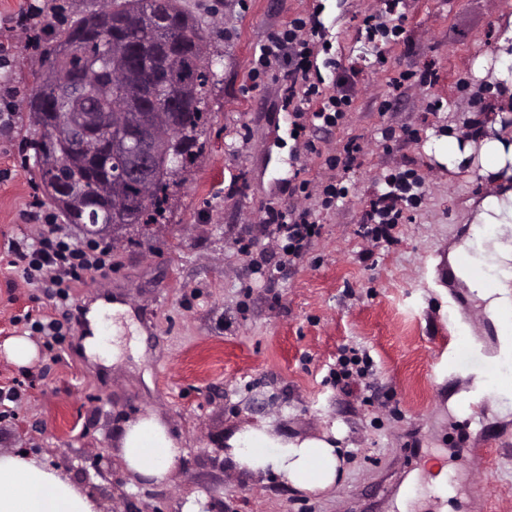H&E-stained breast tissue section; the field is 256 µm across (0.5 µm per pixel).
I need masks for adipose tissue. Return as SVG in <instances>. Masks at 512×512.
I'll use <instances>...</instances> for the list:
<instances>
[{
    "label": "adipose tissue",
    "mask_w": 512,
    "mask_h": 512,
    "mask_svg": "<svg viewBox=\"0 0 512 512\" xmlns=\"http://www.w3.org/2000/svg\"><path fill=\"white\" fill-rule=\"evenodd\" d=\"M497 51L477 58L476 77L488 80L500 92V112L512 110V18L498 27ZM439 151L449 169L475 167L490 179L493 189L480 202L474 217V235L483 243V257L499 278L494 288L474 278L466 284L484 302L489 318L512 309V135L494 124L465 139L448 137ZM343 431L324 430L315 436H285L267 425H245L224 438L229 467L253 478L276 477L301 492H327L343 473ZM124 469L155 484L169 481L184 450L155 413L141 415L120 433ZM96 501L56 471L45 468L38 456L0 454V512H97Z\"/></svg>",
    "instance_id": "obj_1"
}]
</instances>
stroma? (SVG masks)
<instances>
[{
  "instance_id": "obj_1",
  "label": "stroma",
  "mask_w": 512,
  "mask_h": 512,
  "mask_svg": "<svg viewBox=\"0 0 512 512\" xmlns=\"http://www.w3.org/2000/svg\"><path fill=\"white\" fill-rule=\"evenodd\" d=\"M211 33L214 77L204 104L198 154L169 189L165 218L127 231L112 249V274L74 291L91 301L107 288L132 311L138 354L117 363L88 356L70 338L57 356L21 319L50 312L49 301L0 260V386L30 379L16 417L0 420V453L28 452L67 475L66 464L119 458L117 437L146 412L161 416L186 454L170 481L95 478L100 512H181L188 496L222 498L224 512H399L412 486L424 487L432 465L454 474L447 504L424 495L408 512H512V398H484L462 415L451 400L470 380L439 369L456 317L484 352L498 336L466 284L449 289L448 259L464 239L474 204L489 184L476 170H449L435 147L464 137L476 122L501 120L489 84L472 64L493 54L497 25L512 0H403L404 39L378 51L361 34L380 0H185ZM319 12L331 49L353 81V105L342 123L317 130L318 154L290 134L283 111L288 77L252 87L256 48L283 23ZM10 48L0 80L21 90L15 103L24 151L0 142V257L9 242L35 236L23 213L41 196L34 160L37 135L24 109L43 54L25 34L0 27ZM413 77L401 87L400 72ZM396 135L386 140L382 129ZM363 153L344 176L335 208L291 195L296 174L317 180L323 153L348 139ZM410 171L423 192L389 238L358 234L371 199L387 192L389 174ZM313 209L321 226L303 255L285 262L284 238L262 229L265 207ZM31 336L36 361L21 367L6 341ZM366 350L372 369L343 388L331 370L343 349ZM250 424L313 435L332 425L346 432L347 464L336 490L308 493L280 481L250 479L223 463L227 431ZM487 493L471 492L477 472Z\"/></svg>"
}]
</instances>
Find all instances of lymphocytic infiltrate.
Listing matches in <instances>:
<instances>
[{"instance_id": "lymphocytic-infiltrate-1", "label": "lymphocytic infiltrate", "mask_w": 512, "mask_h": 512, "mask_svg": "<svg viewBox=\"0 0 512 512\" xmlns=\"http://www.w3.org/2000/svg\"><path fill=\"white\" fill-rule=\"evenodd\" d=\"M324 24L318 16L298 15L275 31L258 54L250 69L253 85H260L274 73L286 71L288 99L293 103L292 129L302 139L306 152L317 153L318 148L307 131L311 128L336 127L349 112L353 98L347 90L326 85L318 74L313 60L326 50ZM390 192L375 202L370 216L379 224H395L402 217L400 201L409 198L418 183L404 176L389 180ZM27 222L40 225V233L30 242L10 246L14 258L10 266L29 287L47 296L54 306L53 313L45 314L30 324L32 332L43 336L47 345L62 344L74 334L78 318L71 304L73 288L82 284L89 275L109 277L112 273V249L93 242H79L66 234L54 214L43 208L26 211ZM265 226L285 230L288 238L287 253L300 257L319 226L310 211L284 210L268 207L263 216Z\"/></svg>"}]
</instances>
